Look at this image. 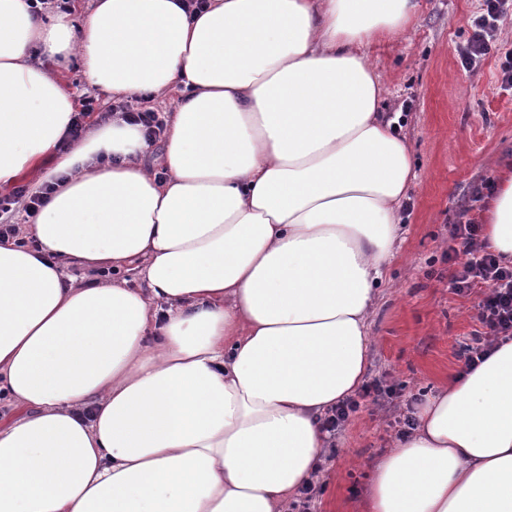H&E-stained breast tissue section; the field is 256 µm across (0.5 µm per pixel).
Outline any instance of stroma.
Returning <instances> with one entry per match:
<instances>
[{
    "label": "stroma",
    "instance_id": "35a3bbf8",
    "mask_svg": "<svg viewBox=\"0 0 512 512\" xmlns=\"http://www.w3.org/2000/svg\"><path fill=\"white\" fill-rule=\"evenodd\" d=\"M408 38L367 46L389 91L381 109L397 121L417 174L403 206L400 242L369 321L364 383L379 398L360 403L326 448L316 481V512H363L373 469L398 437V419L412 398L436 393L462 365V345L481 324L482 288L456 293L444 254L461 206L477 216L474 186L493 180L501 156L512 158V88L502 84L498 56L472 72L459 49L480 0H418ZM44 70L75 100L112 95L90 84L78 62L42 58Z\"/></svg>",
    "mask_w": 512,
    "mask_h": 512
}]
</instances>
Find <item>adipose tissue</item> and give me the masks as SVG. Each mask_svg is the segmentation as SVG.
I'll use <instances>...</instances> for the list:
<instances>
[{
    "label": "adipose tissue",
    "instance_id": "ef3b65f1",
    "mask_svg": "<svg viewBox=\"0 0 512 512\" xmlns=\"http://www.w3.org/2000/svg\"><path fill=\"white\" fill-rule=\"evenodd\" d=\"M415 0H94L81 25L0 0V190L54 185L0 242V512H286L321 420L365 373L367 317L416 178L365 46ZM115 96L180 91L164 177L122 122L34 53ZM512 263V163L481 215ZM145 257L146 289L60 264ZM368 512H512V340L463 367L380 460ZM34 60L41 63L42 67L48 74L61 81L64 88L73 95L79 111L83 107L82 111L78 112L77 115L73 117L71 127L68 132L71 140H75L81 136L85 128V121L87 122L88 120H91L94 123L112 122V117H109V119H106L105 121H100V118L98 117L100 115L99 113L105 112L98 110V104L102 106L103 103H113L114 100L112 101V93L106 92L90 84L78 62L70 61L69 63L62 64L54 59L41 55L36 56ZM84 95L92 96L95 99L98 98V101L94 103V107L96 108L95 112L92 106L93 99L85 97V104H82V98ZM91 112L93 113L91 114Z\"/></svg>",
    "mask_w": 512,
    "mask_h": 512
}]
</instances>
